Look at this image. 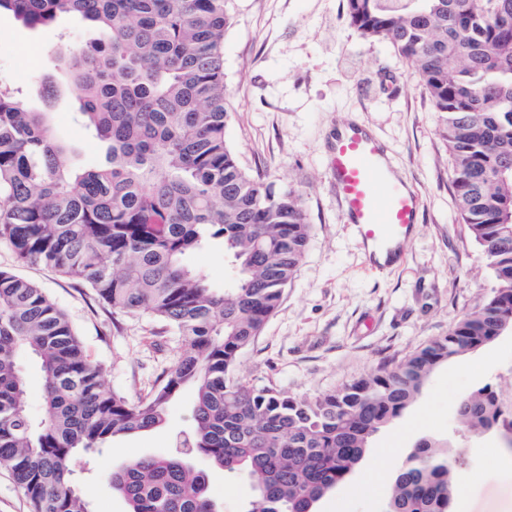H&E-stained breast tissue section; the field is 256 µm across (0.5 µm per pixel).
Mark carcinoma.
Here are the masks:
<instances>
[{
    "label": "carcinoma",
    "mask_w": 512,
    "mask_h": 512,
    "mask_svg": "<svg viewBox=\"0 0 512 512\" xmlns=\"http://www.w3.org/2000/svg\"><path fill=\"white\" fill-rule=\"evenodd\" d=\"M2 12L30 27L72 16L96 29L94 42L70 47L65 65L106 164L67 165L48 113L0 86V244L184 341L174 368L132 401L104 388L63 309L0 270V467L31 512H91L75 452L92 458L162 425L187 388L193 425L180 449L106 474L126 512H221L196 458L253 481L245 512H316L439 367L512 329V0H345L349 24L392 45L426 91L461 219L494 286L446 335L315 398L235 377L241 352L291 285L312 228L301 195L243 168L224 139L227 0H0ZM212 244L230 271L222 288L189 262ZM25 354L43 380L39 419L28 407ZM458 413L472 435L512 424L489 385L460 398ZM466 466L420 439L387 512H450Z\"/></svg>",
    "instance_id": "obj_1"
}]
</instances>
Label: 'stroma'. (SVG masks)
<instances>
[{
	"instance_id": "stroma-1",
	"label": "stroma",
	"mask_w": 512,
	"mask_h": 512,
	"mask_svg": "<svg viewBox=\"0 0 512 512\" xmlns=\"http://www.w3.org/2000/svg\"><path fill=\"white\" fill-rule=\"evenodd\" d=\"M224 37L229 118L225 139L248 171L297 191L312 236L277 312L243 350L235 375L255 387L273 386L313 398L401 358L444 335L453 320L477 307L493 281L479 245L461 220L448 179V150L436 114L409 63L392 46L362 38L343 17V0H229ZM95 34L78 18L32 28L0 15V85L31 108L47 109L67 160L76 168L103 153L78 116L62 57L71 42ZM57 87L44 104L41 83ZM357 120L383 141L397 171L421 195L424 222L393 268L372 270L346 223L327 170L338 124ZM0 269L35 282L73 321L86 351L102 369L107 390L146 398L170 371L182 339L161 322L113 312L86 283L17 259L0 245ZM489 385L512 402V332L449 362L393 424L370 441L382 479L360 494L348 486L324 497L316 512H386L394 477L424 437L449 443L471 464L493 449L488 478L469 485L460 512H512V449L499 432L473 436L457 422L459 399ZM192 391L170 406L166 423L117 439L83 477L93 512H126L104 473L126 459L166 454L190 426ZM223 512H244L253 497L246 475L211 474Z\"/></svg>"
}]
</instances>
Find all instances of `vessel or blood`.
Instances as JSON below:
<instances>
[{
	"mask_svg": "<svg viewBox=\"0 0 512 512\" xmlns=\"http://www.w3.org/2000/svg\"><path fill=\"white\" fill-rule=\"evenodd\" d=\"M328 168L346 221L364 246L375 255L399 251L422 221L421 200L379 139L360 124L341 125Z\"/></svg>",
	"mask_w": 512,
	"mask_h": 512,
	"instance_id": "b4317fda",
	"label": "vessel or blood"
}]
</instances>
